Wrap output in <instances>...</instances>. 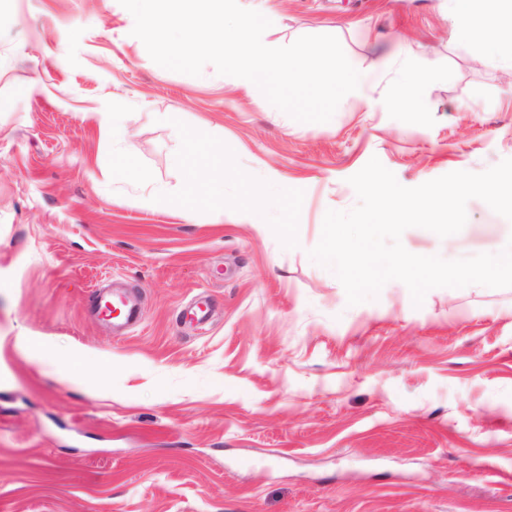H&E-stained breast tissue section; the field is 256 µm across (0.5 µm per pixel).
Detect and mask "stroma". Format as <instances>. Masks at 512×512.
<instances>
[{
  "label": "stroma",
  "mask_w": 512,
  "mask_h": 512,
  "mask_svg": "<svg viewBox=\"0 0 512 512\" xmlns=\"http://www.w3.org/2000/svg\"><path fill=\"white\" fill-rule=\"evenodd\" d=\"M239 4L274 14L276 46L338 38L371 105L301 123L213 65H157L119 0H0V512H512V287L417 308L393 280L351 306L309 256L371 158L409 188L512 158V70L486 31L450 39V0ZM415 61L433 71L418 111L387 109ZM103 112L145 180L113 176ZM190 137L241 177L188 212ZM255 186L262 226L237 218ZM466 211L404 247L512 238L483 201ZM108 285L137 297L132 333L95 315ZM119 114L120 113L117 112H103L99 118L100 127L103 129L104 133L112 136V139H116L117 142H120L125 138V131L120 123ZM125 146V156L127 159H131L134 154V148L127 141H125Z\"/></svg>",
  "instance_id": "1"
}]
</instances>
